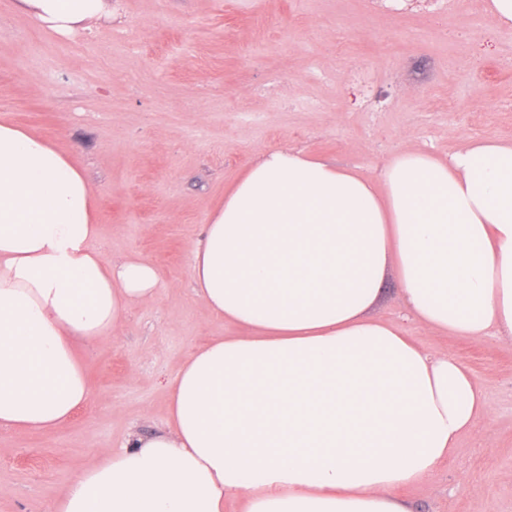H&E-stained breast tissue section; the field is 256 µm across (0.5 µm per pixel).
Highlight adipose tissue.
<instances>
[{"label": "adipose tissue", "mask_w": 512, "mask_h": 512, "mask_svg": "<svg viewBox=\"0 0 512 512\" xmlns=\"http://www.w3.org/2000/svg\"><path fill=\"white\" fill-rule=\"evenodd\" d=\"M55 34L107 0H17ZM95 195L53 143L0 122V428L54 430L92 388L76 341L103 342L159 277L96 242ZM421 326L512 344V141L401 153L379 174L286 147L225 191L192 250L196 296L243 328L169 385L163 433L130 434L55 512H411L490 408L452 354L370 316L387 274Z\"/></svg>", "instance_id": "adipose-tissue-1"}]
</instances>
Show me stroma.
Segmentation results:
<instances>
[{
    "label": "stroma",
    "mask_w": 512,
    "mask_h": 512,
    "mask_svg": "<svg viewBox=\"0 0 512 512\" xmlns=\"http://www.w3.org/2000/svg\"><path fill=\"white\" fill-rule=\"evenodd\" d=\"M2 121L80 164L109 259L135 255L160 275L118 336L77 344L86 406L52 431L0 428V512H53L102 449L164 429L168 383L197 348L239 335L189 276L225 188L281 147L375 175L402 151L511 141L512 30H493L484 0H112L111 20L63 37L0 0ZM372 314L453 354L491 410L404 490L412 512H512V345L422 327L391 275Z\"/></svg>",
    "instance_id": "stroma-1"
}]
</instances>
